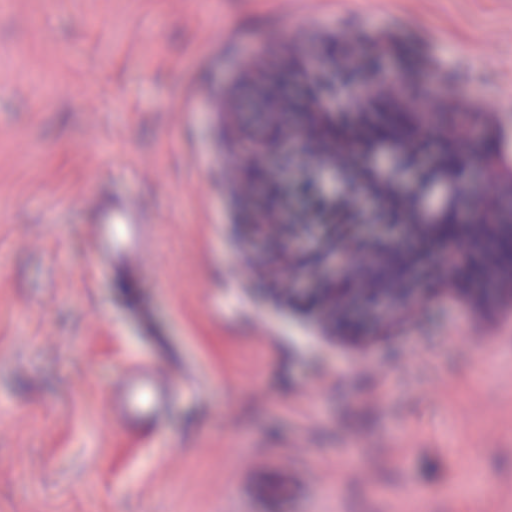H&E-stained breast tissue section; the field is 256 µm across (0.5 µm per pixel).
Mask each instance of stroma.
Listing matches in <instances>:
<instances>
[{"instance_id": "1", "label": "stroma", "mask_w": 512, "mask_h": 512, "mask_svg": "<svg viewBox=\"0 0 512 512\" xmlns=\"http://www.w3.org/2000/svg\"><path fill=\"white\" fill-rule=\"evenodd\" d=\"M392 32L380 60L373 43ZM385 73L376 83L374 72ZM391 100L395 138L418 140L396 179L418 206L417 168L469 116L470 170L454 197L506 203L480 172L512 161V0H9L0 7V512H512V309L500 286L442 285V241L424 252L413 312L325 331L315 267L289 295L265 278L273 238L240 231L268 209L261 185L301 179L322 142L336 184L366 165L341 83ZM293 100L282 114L267 86ZM271 150L260 164L244 137ZM144 220L133 270L102 273L94 220L111 199ZM159 360L183 391L158 421L112 417V384ZM271 456L318 486L258 493ZM250 469L251 492L233 488Z\"/></svg>"}]
</instances>
